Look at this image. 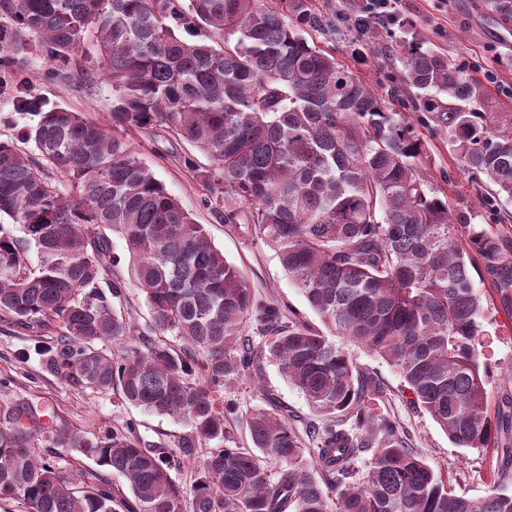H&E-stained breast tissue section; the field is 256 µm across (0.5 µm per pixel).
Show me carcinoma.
Wrapping results in <instances>:
<instances>
[{
	"label": "carcinoma",
	"mask_w": 512,
	"mask_h": 512,
	"mask_svg": "<svg viewBox=\"0 0 512 512\" xmlns=\"http://www.w3.org/2000/svg\"><path fill=\"white\" fill-rule=\"evenodd\" d=\"M330 24L310 0H0V85L29 118L17 140H0V217L9 219L0 224V313L57 328L39 355L62 381L114 388L189 428L171 450L143 448L124 431L93 440L16 400L0 407L1 500L26 512H183L172 471L216 440L191 512H512L500 486L479 500L448 492L399 425L376 412L380 384L338 343L395 367L412 403L458 447L493 444L512 461V442H498L512 435V397L490 411L471 276L481 264L509 300L512 236L450 208L422 172L426 147L404 113L307 38ZM89 36L91 62L80 54ZM30 52L50 63L49 77L108 80L107 122L48 109L16 83L12 66ZM402 65L427 122L489 188L484 208L507 215L512 112L481 111L480 84L420 41L402 47ZM154 129L210 158L200 169L185 157L211 191L209 206L226 224L248 209L328 333L295 316L285 326L279 306L253 301L238 268L123 138ZM112 233L125 240L151 311L143 332L112 303L128 286L112 270ZM251 311L272 333L269 355L316 413L306 425L313 448L276 408L251 413L252 447L231 444L234 406L216 394L257 369L242 337ZM156 332L184 346L151 339ZM108 342L124 349L114 357L100 347ZM41 440L92 457L133 500L103 477L76 481L36 453Z\"/></svg>",
	"instance_id": "cac0c4a2"
}]
</instances>
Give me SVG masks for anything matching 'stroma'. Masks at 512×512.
I'll use <instances>...</instances> for the list:
<instances>
[{
    "instance_id": "35a3bbf8",
    "label": "stroma",
    "mask_w": 512,
    "mask_h": 512,
    "mask_svg": "<svg viewBox=\"0 0 512 512\" xmlns=\"http://www.w3.org/2000/svg\"><path fill=\"white\" fill-rule=\"evenodd\" d=\"M314 9L336 17L335 31L314 33L317 46L334 54L380 96L396 95L395 108L406 114L413 129L427 147L422 167L435 189L444 192L451 208L474 213L479 224L490 218L480 205V187L461 170L448 148V138L423 119L412 89L400 78L404 40L419 37L427 46L445 55L451 63L464 66L482 81L485 111L512 112V19H504L485 8V0H396L395 22L369 21L365 26L342 21L347 12L359 11V0H311ZM48 65L38 54H27L16 67V79L49 105L61 106L97 122L105 119V106L112 97L106 79L76 82L68 77L46 79ZM494 71L497 83L484 80ZM140 161L149 167L167 191L178 199L197 223L205 225L214 244L241 271L255 300L281 303L297 311L300 319L321 328L319 317L300 291L286 277L275 252L259 240L251 224L224 223L207 206L209 192L184 166V155L194 156L199 165H208L207 156L174 136L153 137L134 132L129 137ZM474 285L484 306V362L490 369L486 390L490 406L512 396V306L504 307L483 268L472 271ZM244 336L260 351L257 370L225 389L224 400L233 402L236 412L226 422L239 447L251 445L248 418L252 411L278 402L291 410L296 428L314 420L304 395L281 374L267 354L269 333L255 317H248ZM40 330L16 324L0 313V404L22 398L54 411L56 425L82 431L97 438L134 427L141 444L150 448L173 447L185 431L182 422L137 409L118 392L93 387H73L46 372L37 352L47 343ZM350 352L363 371L380 382L383 398L378 413L396 420L410 448L447 481L456 494L472 499L487 496L492 488L498 462L491 451L456 447L425 411L410 405V394L395 368L366 349L354 346Z\"/></svg>"
}]
</instances>
